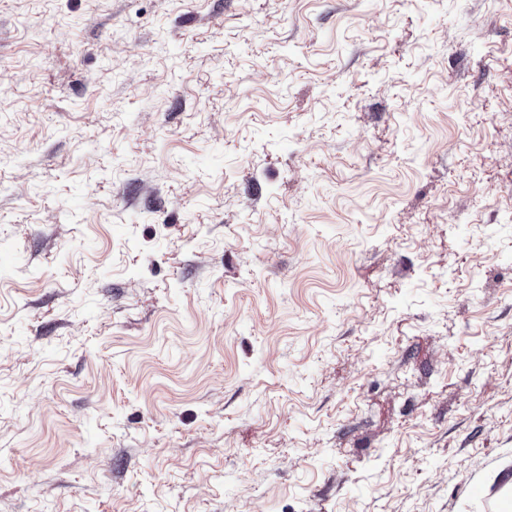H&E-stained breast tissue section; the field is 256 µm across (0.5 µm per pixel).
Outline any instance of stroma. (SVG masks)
I'll return each mask as SVG.
<instances>
[{
    "label": "stroma",
    "instance_id": "1",
    "mask_svg": "<svg viewBox=\"0 0 512 512\" xmlns=\"http://www.w3.org/2000/svg\"><path fill=\"white\" fill-rule=\"evenodd\" d=\"M512 0H0V512H495Z\"/></svg>",
    "mask_w": 512,
    "mask_h": 512
}]
</instances>
